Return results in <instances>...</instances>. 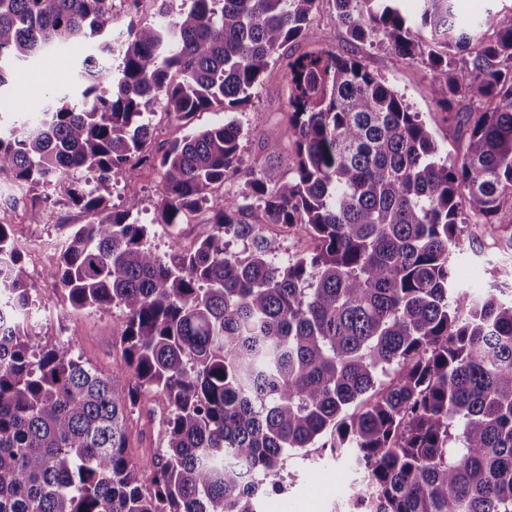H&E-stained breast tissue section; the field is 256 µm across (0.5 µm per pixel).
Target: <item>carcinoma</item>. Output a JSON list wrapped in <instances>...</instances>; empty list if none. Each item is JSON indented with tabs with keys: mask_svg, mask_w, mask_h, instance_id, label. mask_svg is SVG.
Returning <instances> with one entry per match:
<instances>
[{
	"mask_svg": "<svg viewBox=\"0 0 512 512\" xmlns=\"http://www.w3.org/2000/svg\"><path fill=\"white\" fill-rule=\"evenodd\" d=\"M113 0H0V92L52 53L77 60L81 106L49 85L43 118L0 132V173L51 184L86 168L68 195L91 217L67 225L56 275L76 311L116 307L132 382L98 372L75 344H41L23 249L0 224V512H261L255 490L290 452L324 437L352 451L350 507L371 512H512V300L461 289L453 256L465 224L512 242V24L492 36L455 0H335L357 41L428 62L464 151L442 152L421 113L356 57L290 65L292 181L242 168V127L192 130L157 158L164 223L207 205L191 252L160 256L146 225L108 202L138 177L161 108L246 102L288 43L314 40L318 0H184L175 18L89 50ZM427 32L414 41L412 28ZM467 55L462 62L456 55ZM239 198L210 202L229 172ZM270 224L317 242L276 259ZM246 243V256L225 238ZM163 410V446L127 452L126 421Z\"/></svg>",
	"mask_w": 512,
	"mask_h": 512,
	"instance_id": "1",
	"label": "carcinoma"
}]
</instances>
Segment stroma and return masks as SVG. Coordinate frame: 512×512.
Segmentation results:
<instances>
[{
    "instance_id": "obj_1",
    "label": "stroma",
    "mask_w": 512,
    "mask_h": 512,
    "mask_svg": "<svg viewBox=\"0 0 512 512\" xmlns=\"http://www.w3.org/2000/svg\"><path fill=\"white\" fill-rule=\"evenodd\" d=\"M312 25L319 35L318 40L290 43L280 57L270 62L251 98L234 112L244 133L241 141L244 166L261 170L270 164L264 145L273 135L280 145L279 158L273 163L276 176L281 180L294 177L288 63L318 50L360 58L369 71L403 95L412 111L422 113L442 150L453 154L461 152L464 135L455 120L437 105L430 89L432 75L425 62L402 58L377 41L352 39L336 20L334 0H320ZM69 69V56L57 54L39 66L22 71L10 93L0 99V127L6 129L17 121L38 120L47 80L66 79ZM224 118L220 111L200 112L185 127L166 112L156 111L152 116L154 138L149 150L162 154L169 141L181 136L185 128L204 129ZM130 197L140 201L139 221L147 226L148 242L157 254L163 256L175 249H193L197 225L181 224L172 228L161 219L157 169L146 164L135 180H114L110 205L122 207ZM36 204L43 205L46 211L40 224L28 221V213ZM88 220V215L70 200L66 183L29 186L19 193L9 176L0 175V223L11 225L21 244L35 302L29 321L31 334L48 345L74 340L83 358L105 375L123 381L128 379L129 369L117 341L124 321L122 311L114 308L73 313L63 299L58 278L53 275L58 255L55 247L58 226L84 224ZM511 264L512 246L500 238L496 227L484 224L469 227L464 232L462 249L455 255L458 279L464 290L478 295L498 285L505 296L511 297L512 283H500L496 274L498 267ZM356 477L349 454L333 456L312 448L304 449L288 459L280 476L262 485L259 491L262 512H346L345 489Z\"/></svg>"
}]
</instances>
